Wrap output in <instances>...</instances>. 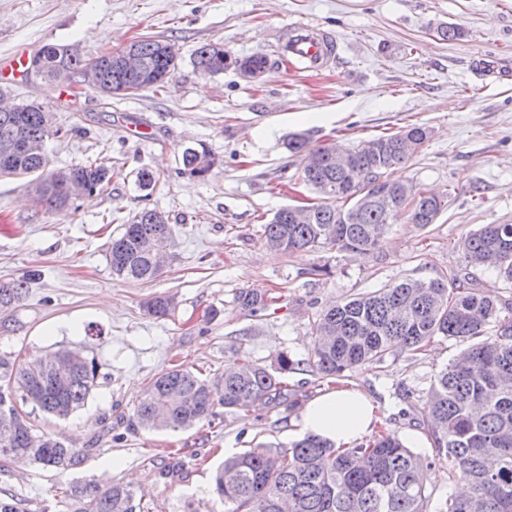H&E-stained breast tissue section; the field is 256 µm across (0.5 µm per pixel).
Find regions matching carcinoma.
<instances>
[{
    "label": "carcinoma",
    "mask_w": 512,
    "mask_h": 512,
    "mask_svg": "<svg viewBox=\"0 0 512 512\" xmlns=\"http://www.w3.org/2000/svg\"><path fill=\"white\" fill-rule=\"evenodd\" d=\"M436 34L443 41L464 36L458 24L441 23ZM171 42L151 36L132 42L142 62L138 72L120 63V52L85 59L68 45L48 44L31 59L33 74L57 83L83 82L85 73L100 77L98 91L112 97L128 91L163 86L179 59L168 53ZM247 65L264 71L262 55L240 58L224 47L208 44L196 52L195 66L203 75ZM48 112L34 104L0 112V159L23 137L37 144L58 134L47 124ZM429 138L423 124L362 141L352 149L337 144L308 149L307 139L294 134L288 150L307 152L303 181L322 201L308 206L302 219L291 207L279 209L263 225L266 247L277 253L327 248L369 254L401 217L423 228L435 223L448 204V194L422 190L388 178V171L406 164ZM47 152L20 156L7 177L27 184L50 183L39 197L50 211L72 206L67 188L81 184L86 193H102L112 181L103 162L76 164L64 171L45 172ZM184 170L206 176L214 160L206 149L187 147ZM173 225L168 217L144 208L112 238L108 261L112 273L128 281H150L160 265L143 248L154 238L166 244ZM464 261L472 268L493 267L512 283V224H484L461 238ZM38 274L0 282V310L23 300ZM174 297L157 296L145 303L149 314L166 316ZM509 308L482 296L451 274L429 281L407 279L374 292L342 301L323 310L309 323L312 349L307 358L281 354L271 368L239 357L232 345L231 363L224 374L205 377L180 365L153 378L136 407L139 424L147 429L179 430L215 416L214 408L249 410L273 402L285 391L282 378L299 366L324 377H342L364 362H381L395 347L420 351L436 336L470 341L466 360L443 368L434 378L424 406L425 429L434 444L435 458L448 460V481H465L470 493L454 495L438 512H512V316ZM496 323L495 334L486 326ZM75 355L77 361L57 381L53 362ZM0 415L14 410L15 393L22 403L59 420L68 418L90 396L97 378L94 360L78 351L62 349L50 357L21 362L0 356ZM89 449H76L44 433L35 432L23 416L9 432L0 430V471L29 462L60 470L82 465ZM422 460L398 434L383 430L366 443L339 450L331 443L305 436L288 447L260 444L224 459L214 477L213 492L224 512H428L431 495L416 475ZM135 491L121 482L100 490L72 487L63 500L74 512H136Z\"/></svg>",
    "instance_id": "1"
}]
</instances>
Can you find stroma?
I'll return each mask as SVG.
<instances>
[{
  "mask_svg": "<svg viewBox=\"0 0 512 512\" xmlns=\"http://www.w3.org/2000/svg\"><path fill=\"white\" fill-rule=\"evenodd\" d=\"M300 22L337 43L322 72L290 69L276 53ZM442 23L461 25L464 37L440 40ZM141 36L181 50L162 90L108 99L27 73L0 81L12 102L53 115L50 170L97 157L117 173L106 192L61 212L46 210L26 181L0 179V282L41 274L0 314V355L70 349L99 364L89 399L70 418L31 415L37 430L89 449L86 462L65 471L20 463L0 473V497L21 500L26 512H65V489L118 480L133 484L141 512H224L212 493L219 463L298 439L301 407L327 380L299 368L286 376L297 406L220 409L214 424L176 432L138 425L135 408L150 380L173 364L223 373L235 342L265 366L284 352L306 358L309 323L330 303L449 275L464 266L462 236L512 224V0H0V56L19 49L31 57L60 44L89 59ZM205 44L267 56L268 70L256 83L232 69L201 74L193 58ZM414 123L428 126L430 139L390 176L448 193L435 224H395L367 256L265 246L263 226L276 210L317 199L301 180L302 155L287 149L289 136L304 135L312 148H352ZM200 146L214 159L203 178L182 165L183 150ZM144 168L160 176L147 195L135 186ZM144 208L174 226L163 271L147 283L116 278L110 240ZM323 266L328 274L314 275ZM265 291L280 300L257 311L243 305L242 294ZM160 295L174 296L176 307L158 318L144 303ZM468 347L443 337L418 353L398 347L344 382L372 396L379 425L403 438L420 434L431 382Z\"/></svg>",
  "mask_w": 512,
  "mask_h": 512,
  "instance_id": "35a3bbf8",
  "label": "stroma"
}]
</instances>
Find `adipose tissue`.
I'll use <instances>...</instances> for the list:
<instances>
[{
    "mask_svg": "<svg viewBox=\"0 0 512 512\" xmlns=\"http://www.w3.org/2000/svg\"><path fill=\"white\" fill-rule=\"evenodd\" d=\"M374 422L375 406L368 394L352 386L336 387L308 402L297 429L342 447L370 433Z\"/></svg>",
    "mask_w": 512,
    "mask_h": 512,
    "instance_id": "1",
    "label": "adipose tissue"
}]
</instances>
